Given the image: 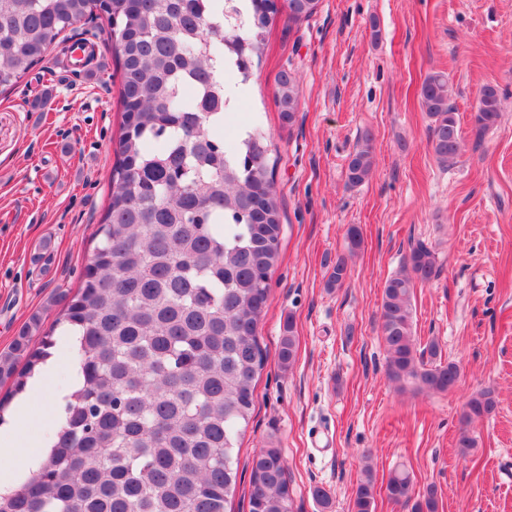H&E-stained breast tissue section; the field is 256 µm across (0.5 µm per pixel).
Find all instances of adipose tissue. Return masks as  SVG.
I'll return each mask as SVG.
<instances>
[{"label":"adipose tissue","instance_id":"ef3b65f1","mask_svg":"<svg viewBox=\"0 0 512 512\" xmlns=\"http://www.w3.org/2000/svg\"><path fill=\"white\" fill-rule=\"evenodd\" d=\"M59 369L57 358L48 360L41 375L33 378L26 390L17 396L11 415L0 424V492L14 490L19 485V473L37 469L48 439L35 438L24 429L32 414L33 401H42L45 409H52L56 396L47 394L46 387Z\"/></svg>","mask_w":512,"mask_h":512}]
</instances>
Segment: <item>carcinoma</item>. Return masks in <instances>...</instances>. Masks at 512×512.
<instances>
[{"label":"carcinoma","mask_w":512,"mask_h":512,"mask_svg":"<svg viewBox=\"0 0 512 512\" xmlns=\"http://www.w3.org/2000/svg\"><path fill=\"white\" fill-rule=\"evenodd\" d=\"M307 0H0V92L6 93L67 40L82 21L105 16L106 48L121 72L122 132L112 190L96 244L76 293L30 346L32 321L0 356V379H26L65 331L79 336L82 379L66 397L62 425L18 488L0 493V512H234L240 484L239 442L253 415L264 367L258 328L280 257L281 213L269 145L259 127L224 141L231 95L224 73L246 85L265 52V33L287 9L310 17ZM420 103L431 119L429 144L442 163L460 148L448 77L428 75ZM283 122L299 108L297 79L280 73L275 90ZM501 116L499 91L485 86L476 105L482 131ZM374 138L360 135L347 165L352 185L372 170ZM349 253L362 247L348 226ZM437 273V257L414 244L385 282L380 331L387 373L397 389L445 393L458 363L438 342L417 356L413 296ZM348 259L336 256L326 287L340 288ZM293 323L277 353L296 360ZM498 402L483 389L464 404L457 445L475 447L468 426L492 417ZM287 467L275 440L253 457L249 512H293ZM389 500L411 512H437L436 490L421 491L410 472L394 469ZM374 481H361L351 512H373Z\"/></svg>","instance_id":"cac0c4a2"}]
</instances>
